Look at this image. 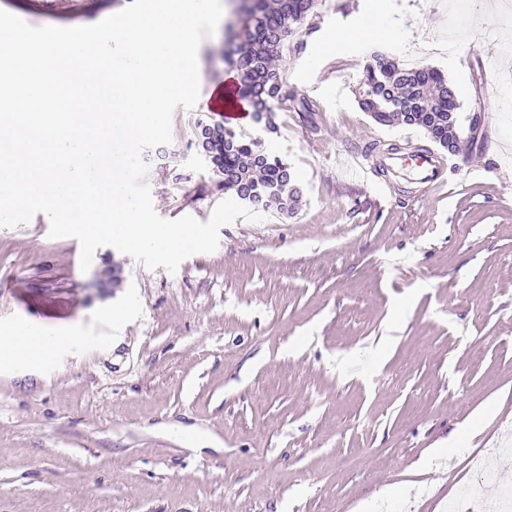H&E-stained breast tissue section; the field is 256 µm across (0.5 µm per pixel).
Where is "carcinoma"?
<instances>
[{
	"instance_id": "1",
	"label": "carcinoma",
	"mask_w": 512,
	"mask_h": 512,
	"mask_svg": "<svg viewBox=\"0 0 512 512\" xmlns=\"http://www.w3.org/2000/svg\"><path fill=\"white\" fill-rule=\"evenodd\" d=\"M238 28L222 56L225 67L240 73L238 94L253 107L255 123L276 132L274 106L282 104L281 77L272 61L295 34V26L314 14L322 0H243ZM361 108L379 124L398 121L424 130L431 143L458 151V104L448 80L436 69H406L396 61L369 64L360 79ZM195 146L212 154L224 179L218 188L266 209L292 211L301 202L300 181L291 165L265 148L263 141L221 123L197 122Z\"/></svg>"
}]
</instances>
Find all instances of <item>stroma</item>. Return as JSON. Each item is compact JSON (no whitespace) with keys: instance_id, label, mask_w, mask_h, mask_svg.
Masks as SVG:
<instances>
[{"instance_id":"stroma-1","label":"stroma","mask_w":512,"mask_h":512,"mask_svg":"<svg viewBox=\"0 0 512 512\" xmlns=\"http://www.w3.org/2000/svg\"><path fill=\"white\" fill-rule=\"evenodd\" d=\"M37 26L98 23L130 0H75ZM504 0H325L284 48L278 131L300 176L294 213L236 219L176 273L111 246L80 268L50 221L0 227V331L80 332L31 368L0 365V512H451L469 459L512 429V15ZM381 11L388 41L326 57L327 32ZM423 56L454 87L463 144L449 194L400 174L366 181L371 143L426 145L375 122L358 82L375 54ZM477 130H470L473 114ZM213 113L176 109L146 150L154 207L208 221L231 191L193 145ZM119 265L112 287L99 272ZM123 307L120 329L101 316Z\"/></svg>"}]
</instances>
